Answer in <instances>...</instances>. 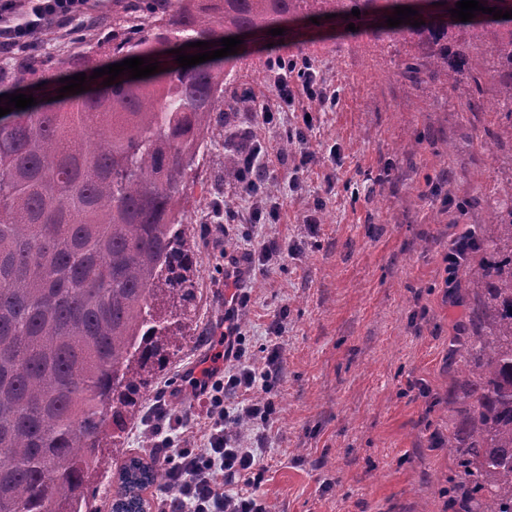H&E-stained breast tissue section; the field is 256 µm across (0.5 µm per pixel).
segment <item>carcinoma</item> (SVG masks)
<instances>
[{"mask_svg":"<svg viewBox=\"0 0 512 512\" xmlns=\"http://www.w3.org/2000/svg\"><path fill=\"white\" fill-rule=\"evenodd\" d=\"M403 0H112V56L158 63L133 84L33 94L27 118L0 121V512H97L99 472L124 454L140 400L185 340L197 299L184 224L189 179L219 135L234 56L168 66L169 51L208 50L246 30L298 18L394 15ZM400 24L412 85L478 89L489 75L498 140H512V18L413 16ZM490 258L467 287L485 292L463 376L473 400L453 441L480 512H512V185L471 231ZM156 460L130 457L112 512H148L164 485Z\"/></svg>","mask_w":512,"mask_h":512,"instance_id":"cac0c4a2","label":"carcinoma"}]
</instances>
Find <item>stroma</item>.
Segmentation results:
<instances>
[{"label": "stroma", "mask_w": 512, "mask_h": 512, "mask_svg": "<svg viewBox=\"0 0 512 512\" xmlns=\"http://www.w3.org/2000/svg\"><path fill=\"white\" fill-rule=\"evenodd\" d=\"M89 40L94 66L112 61V4L100 0ZM379 17L348 24L301 19L290 39L253 38L238 53L224 93L245 90L273 102L265 61L272 53L307 55L335 91V109L306 133L317 154L303 187L288 186L281 133L253 112H231L224 143L208 153L187 191L188 223L198 244L196 330L171 356L144 409L164 401V435L183 446L205 427L204 400L187 379L224 368L229 260L250 243L276 239L288 252L267 274L247 280L250 303L238 321L254 353L274 339L269 326L286 310L277 422L265 449L261 491L275 512H455L450 485L463 478L462 451L448 445L471 406L460 371L464 352L452 336L471 333L478 299L444 289L449 241L486 220V199L512 170L493 113L469 108L461 93L412 87L401 61L402 36ZM50 68L35 84L65 75L79 47L71 26L39 35ZM270 148L269 188L282 204L275 224H232L208 231L216 200L247 213L249 203L224 157L244 132ZM479 203H469V196ZM318 222L307 225V215Z\"/></svg>", "instance_id": "1"}]
</instances>
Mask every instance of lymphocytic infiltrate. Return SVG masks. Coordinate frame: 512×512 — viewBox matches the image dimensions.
I'll return each instance as SVG.
<instances>
[{
    "instance_id": "lymphocytic-infiltrate-1",
    "label": "lymphocytic infiltrate",
    "mask_w": 512,
    "mask_h": 512,
    "mask_svg": "<svg viewBox=\"0 0 512 512\" xmlns=\"http://www.w3.org/2000/svg\"><path fill=\"white\" fill-rule=\"evenodd\" d=\"M89 6L90 0H0V50L34 51V33L70 21ZM267 70L277 102L262 105L265 123H274L278 110L288 109L300 95L322 108L335 102L306 56L269 57ZM240 152L244 163L237 179L248 185L254 220H275L281 204L266 190L271 179L264 160L266 148L246 144ZM284 252L283 244L270 239L249 252L244 266L225 270L224 280L235 290L233 312L248 307L247 273L272 270ZM265 352L263 362L255 363L237 324L225 328L227 365L223 374H208L201 388L209 421L203 444L180 448L169 438L154 444V456L165 465L166 480L174 489L159 500L157 512H270L260 488L267 471L263 449L279 413L274 392L281 381L282 348L276 342L266 346ZM240 392L246 393V401L226 406L227 396Z\"/></svg>"
}]
</instances>
